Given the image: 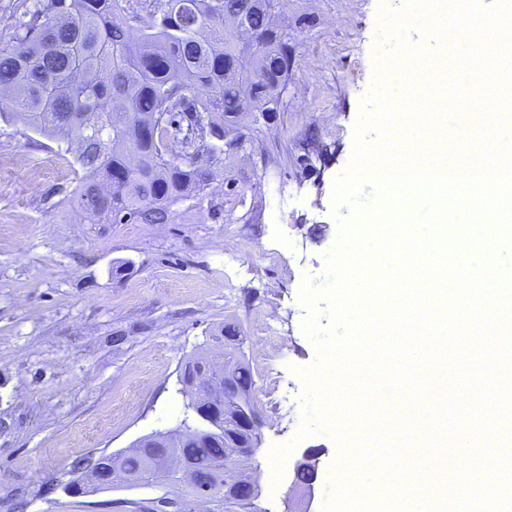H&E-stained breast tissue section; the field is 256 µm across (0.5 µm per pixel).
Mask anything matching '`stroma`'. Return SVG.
<instances>
[{
    "instance_id": "stroma-1",
    "label": "stroma",
    "mask_w": 512,
    "mask_h": 512,
    "mask_svg": "<svg viewBox=\"0 0 512 512\" xmlns=\"http://www.w3.org/2000/svg\"><path fill=\"white\" fill-rule=\"evenodd\" d=\"M403 0H279L296 63L288 102L251 124L244 151L218 155L200 197L165 224H98L72 208L84 171L76 151L0 104V512H109L152 488L66 494L72 464L176 428L181 362L227 325L256 381L262 442L256 512H323L340 448L322 427L281 472L269 458L302 424L300 369L317 359L302 323L304 283L327 282L347 206H334L362 101L395 61L376 46L380 11ZM326 146L327 155L317 153ZM274 319L280 342L266 339ZM320 451L313 493L296 466Z\"/></svg>"
}]
</instances>
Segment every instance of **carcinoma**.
Instances as JSON below:
<instances>
[{"label": "carcinoma", "instance_id": "cac0c4a2", "mask_svg": "<svg viewBox=\"0 0 512 512\" xmlns=\"http://www.w3.org/2000/svg\"><path fill=\"white\" fill-rule=\"evenodd\" d=\"M254 32L243 43L232 21ZM277 0H34L0 48V101L35 131L77 145L85 170L72 202L100 224H165L171 205L204 192L212 160L244 137L247 112L280 111L294 65ZM215 429L173 452L196 484L224 482V404ZM160 449L102 453L92 473L73 465L64 490L111 486L115 466L169 494L180 481Z\"/></svg>", "mask_w": 512, "mask_h": 512}]
</instances>
